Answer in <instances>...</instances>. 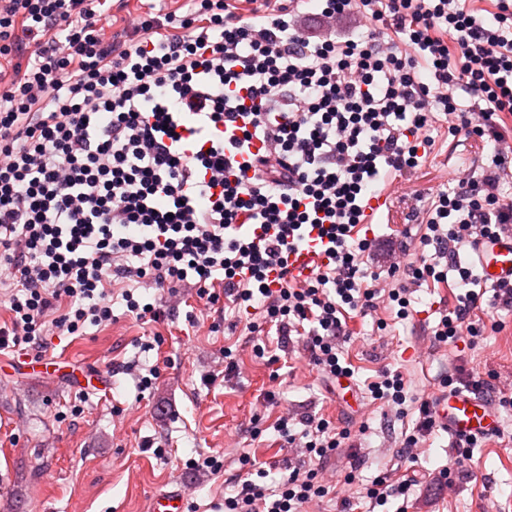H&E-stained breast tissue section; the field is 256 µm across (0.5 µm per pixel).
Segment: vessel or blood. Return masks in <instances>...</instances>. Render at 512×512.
I'll return each mask as SVG.
<instances>
[{
  "label": "vessel or blood",
  "mask_w": 512,
  "mask_h": 512,
  "mask_svg": "<svg viewBox=\"0 0 512 512\" xmlns=\"http://www.w3.org/2000/svg\"><path fill=\"white\" fill-rule=\"evenodd\" d=\"M477 263L485 280L512 283V233L481 240L476 250ZM328 262L325 248L316 234L290 256V277L296 283L309 280ZM433 415L437 424L457 436L485 437L499 427L495 409L478 393L457 390L435 397ZM186 493L174 487L152 496L149 512H185Z\"/></svg>",
  "instance_id": "1"
}]
</instances>
